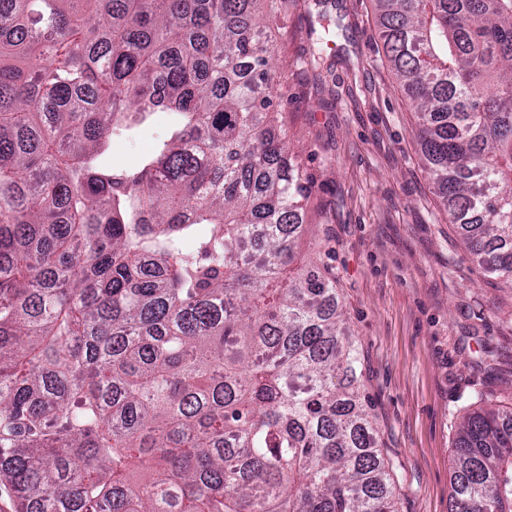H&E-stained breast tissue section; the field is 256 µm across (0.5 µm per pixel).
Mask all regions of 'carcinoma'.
Wrapping results in <instances>:
<instances>
[{"label": "carcinoma", "instance_id": "obj_1", "mask_svg": "<svg viewBox=\"0 0 512 512\" xmlns=\"http://www.w3.org/2000/svg\"><path fill=\"white\" fill-rule=\"evenodd\" d=\"M0 0V488L15 512H397L311 186L273 109L276 0ZM420 159L512 288V0H374ZM343 18L315 23L329 36ZM160 120L132 167L112 141ZM449 512H512L484 392Z\"/></svg>", "mask_w": 512, "mask_h": 512}]
</instances>
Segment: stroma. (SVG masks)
<instances>
[{"mask_svg":"<svg viewBox=\"0 0 512 512\" xmlns=\"http://www.w3.org/2000/svg\"><path fill=\"white\" fill-rule=\"evenodd\" d=\"M281 2L274 104L311 180L302 249L319 242L329 253L398 512H448L462 407L477 390L512 402V288L486 283L439 209L371 0H323L346 25L325 46L305 0ZM316 48L325 63L312 71L304 60ZM485 344L498 354L491 378Z\"/></svg>","mask_w":512,"mask_h":512,"instance_id":"35a3bbf8","label":"stroma"}]
</instances>
